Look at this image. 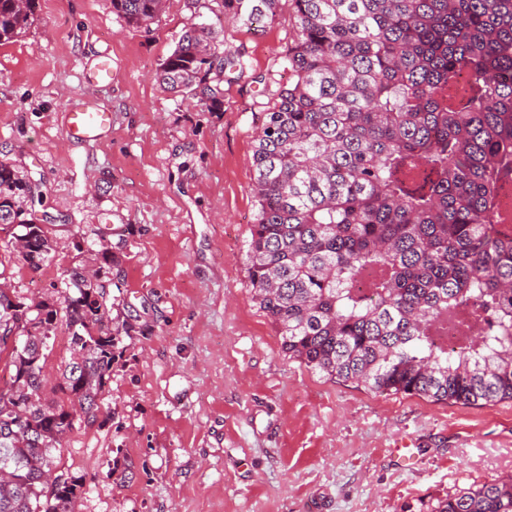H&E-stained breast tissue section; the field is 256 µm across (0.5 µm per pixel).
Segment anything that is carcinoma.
Listing matches in <instances>:
<instances>
[{"label":"carcinoma","instance_id":"cac0c4a2","mask_svg":"<svg viewBox=\"0 0 512 512\" xmlns=\"http://www.w3.org/2000/svg\"><path fill=\"white\" fill-rule=\"evenodd\" d=\"M296 37L288 86L261 113L251 191L257 212L246 278L282 351L306 368L388 395L479 406L512 401V215L496 198L512 181V0H291ZM147 26L163 0H111ZM279 0H223L224 13L260 27ZM36 0H0V42L31 25ZM221 30L185 27L161 64L171 89L220 90L210 76L240 56L216 51ZM471 82L448 95L460 72ZM39 186L0 164L5 246L38 269L53 240L38 223ZM93 264L116 269L108 246ZM69 271L63 309L26 304L0 287V512H74L83 478L59 465L60 434L93 423L133 315L109 322L112 280ZM367 282L369 293L361 283ZM70 337L65 401L42 402L45 351L59 320ZM461 346L436 336L449 321ZM31 331L17 344L10 335ZM62 483L44 493L42 472ZM434 512H512V479L459 488Z\"/></svg>","mask_w":512,"mask_h":512}]
</instances>
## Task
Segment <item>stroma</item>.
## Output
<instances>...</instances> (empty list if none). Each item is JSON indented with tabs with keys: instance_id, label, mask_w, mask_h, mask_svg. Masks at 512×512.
Listing matches in <instances>:
<instances>
[{
	"instance_id": "35a3bbf8",
	"label": "stroma",
	"mask_w": 512,
	"mask_h": 512,
	"mask_svg": "<svg viewBox=\"0 0 512 512\" xmlns=\"http://www.w3.org/2000/svg\"><path fill=\"white\" fill-rule=\"evenodd\" d=\"M190 23L221 26L218 51L247 63L219 78L220 108L158 78ZM295 34L291 0L255 30L221 0H165L147 27L110 0H38L26 33L0 44V163L38 182L55 245L35 270L0 232L6 283L62 302L68 270L108 241L122 254L115 308L139 326L96 421L55 451L85 481L75 512H432L458 488L512 477V401L436 403L312 372L252 298L254 138ZM104 52L112 80L96 84ZM75 108L112 125L70 138ZM404 440L417 452L405 466L390 453Z\"/></svg>"
}]
</instances>
